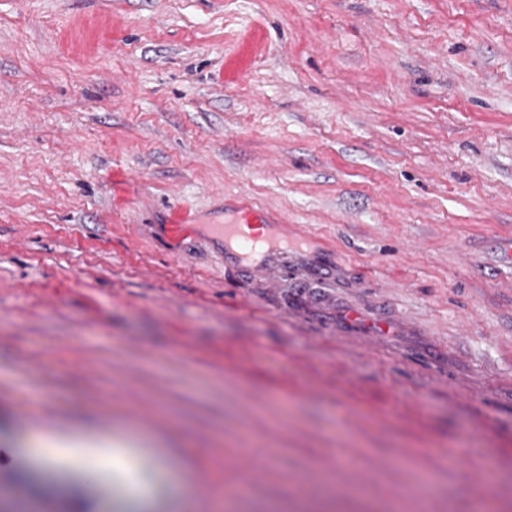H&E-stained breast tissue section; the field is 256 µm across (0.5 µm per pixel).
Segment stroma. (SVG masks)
<instances>
[{"mask_svg": "<svg viewBox=\"0 0 512 512\" xmlns=\"http://www.w3.org/2000/svg\"><path fill=\"white\" fill-rule=\"evenodd\" d=\"M241 197L284 272L206 236ZM58 429L130 441L152 495L44 467ZM483 502L512 512V0H0V512Z\"/></svg>", "mask_w": 512, "mask_h": 512, "instance_id": "stroma-1", "label": "stroma"}]
</instances>
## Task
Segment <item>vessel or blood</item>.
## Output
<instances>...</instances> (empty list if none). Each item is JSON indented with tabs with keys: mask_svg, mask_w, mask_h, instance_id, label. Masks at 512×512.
I'll use <instances>...</instances> for the list:
<instances>
[{
	"mask_svg": "<svg viewBox=\"0 0 512 512\" xmlns=\"http://www.w3.org/2000/svg\"><path fill=\"white\" fill-rule=\"evenodd\" d=\"M274 230L273 220L267 213L249 210L241 224H216L212 233L216 242L234 240V247L224 251L228 265L248 263L258 274H270L281 270L288 261L287 250L271 245L269 238Z\"/></svg>",
	"mask_w": 512,
	"mask_h": 512,
	"instance_id": "b4317fda",
	"label": "vessel or blood"
}]
</instances>
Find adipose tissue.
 I'll return each instance as SVG.
<instances>
[{
  "label": "adipose tissue",
  "instance_id": "adipose-tissue-1",
  "mask_svg": "<svg viewBox=\"0 0 512 512\" xmlns=\"http://www.w3.org/2000/svg\"><path fill=\"white\" fill-rule=\"evenodd\" d=\"M33 445L45 464L81 468L93 461L103 481H121L131 493L141 496L152 491L145 471L123 441L94 435L75 438L66 432H55L37 434Z\"/></svg>",
  "mask_w": 512,
  "mask_h": 512
}]
</instances>
